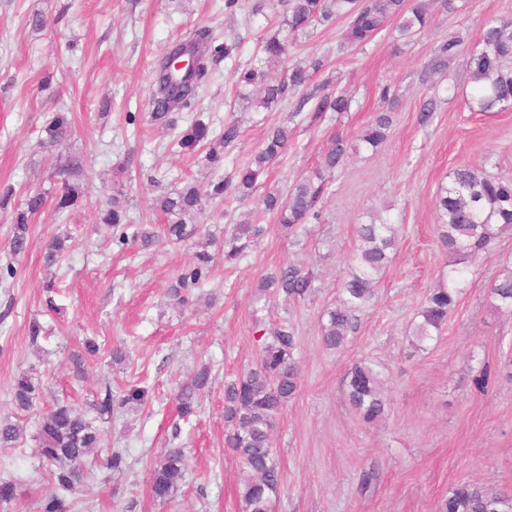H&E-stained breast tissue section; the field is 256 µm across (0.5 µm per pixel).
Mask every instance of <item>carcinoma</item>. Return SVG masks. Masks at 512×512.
I'll return each instance as SVG.
<instances>
[{
  "label": "carcinoma",
  "instance_id": "1",
  "mask_svg": "<svg viewBox=\"0 0 512 512\" xmlns=\"http://www.w3.org/2000/svg\"><path fill=\"white\" fill-rule=\"evenodd\" d=\"M287 17L281 27L261 45L260 54L252 67L240 74V87L248 89L239 96L252 106L271 108L284 96L288 88H299L308 81L307 71L296 67L282 73V61L288 46L313 23H326L344 18L348 20L346 39L352 45H362L374 38L385 25L399 21L401 35L413 34L430 22L426 0H285ZM209 32L198 31L189 40L177 41L173 50L195 51L208 42ZM462 40L452 37L442 43L435 54L434 69H443L456 55ZM481 50L471 58L473 90L466 99L472 112H504L512 109V21L490 19L481 33ZM173 73L161 62L155 75L151 98L153 119L170 123L169 114L190 105L197 89L208 76L203 65L197 72L187 74L181 82L172 80ZM313 102L318 113L349 110L350 98L342 91L319 94L314 90L301 101ZM393 124L391 109L376 113L368 125L362 142L371 149L383 144ZM240 136L237 122L224 124L217 137H211L207 124L197 120L181 140L182 146L193 148L207 145V161L218 164L224 148ZM291 141L286 125L269 129L262 149L254 158L253 167L236 175L211 183L208 197L221 198L234 191L246 197L258 178L271 162L277 159ZM350 146L340 134L329 140L319 169L299 178L289 189L287 200L277 192L267 193L261 202L262 211L273 215L285 229L294 230L307 221L319 219L317 202L328 189L327 175L343 166ZM45 203L44 196H28L26 209L17 213L10 242L15 254L27 250L30 240L29 221ZM157 206L173 217L165 228L168 241L180 243L194 237L198 230L196 220L202 213V196L193 187H185L158 199ZM438 237L448 253V285H440L428 296L419 312L421 320L412 330L416 341L422 343L433 338L448 321L456 303L458 289L455 279L462 276L458 259L487 252L494 239L512 232V184L499 181L469 165H460L451 173L447 184L438 194ZM261 224H240L224 236V262H236L263 236ZM67 237L55 236L45 246L44 262L54 266L62 257ZM396 246V227L391 220L375 215L368 224L358 228V246L351 255V271L341 283L340 298L335 307L325 312L326 322L321 324L323 344L329 349L344 346L350 334L357 329V313L369 306L376 295L380 274L391 259ZM216 253L206 249L195 253L192 267L182 272L167 289V295L178 305L188 303L190 290L201 286L216 262ZM315 277L300 266L285 264L261 279L257 300L267 301L277 293L287 297L304 296L314 288ZM492 305L512 310V264L502 265L489 285ZM261 355L255 367L246 369L235 379L224 384V421L227 430L224 447L234 455L245 475L238 491L242 512H270L272 497L277 494L281 481L276 453L272 448L273 421L300 387L301 372L295 357L297 336L295 330L282 324L273 331L261 334ZM84 354H76V375L84 374L88 359L98 357L100 348L93 340L83 346ZM211 367L199 366L190 381L181 386L175 396L178 416L187 420L197 413L198 393L209 386ZM349 404L366 424L379 421L385 414L388 401L384 392L382 372L371 363L360 362L352 366L346 376ZM40 384L29 375L15 382L11 396L18 412L34 407ZM147 390L132 386L116 396L107 386L93 403L99 418L112 416L114 405L141 404ZM22 435V429L8 420L0 422V445H13ZM38 451L48 467L50 480L59 493L44 499L42 512H71L67 494L76 490L87 477L84 460L93 454L105 453L107 469L120 473L126 466V457L106 447L104 431L93 421L77 412L71 405L57 402L39 414ZM188 461L180 448H167L151 468L150 489L159 499L168 498L185 479ZM442 512H512V497L501 492L470 483L455 485L442 506Z\"/></svg>",
  "mask_w": 512,
  "mask_h": 512
}]
</instances>
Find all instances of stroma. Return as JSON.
I'll return each instance as SVG.
<instances>
[{
    "label": "stroma",
    "mask_w": 512,
    "mask_h": 512,
    "mask_svg": "<svg viewBox=\"0 0 512 512\" xmlns=\"http://www.w3.org/2000/svg\"><path fill=\"white\" fill-rule=\"evenodd\" d=\"M430 10L422 31L403 36L391 21L362 46L347 43V21L308 27L289 47L285 68L323 60L307 87L351 99L349 111L320 115L298 108L304 89L269 111L239 96L240 72L284 20L280 0H0V190H15L0 208V420L16 417L24 427L14 447H0V480L18 486L0 512H40L53 491L36 419L17 417L11 401L24 374L41 384L37 407L61 399L87 415L104 387L149 391L140 410L115 409L103 425L126 469L115 473L87 458L89 475L71 497V512H241L237 462L224 446V384L254 365L260 329L283 322L297 336L302 380L271 432L281 471L272 512H441L461 482L512 492V313L488 302L490 282L512 260V234L464 261L447 323L433 340L412 343L418 313L448 271L436 228L440 186L463 164L512 183V110L472 112L465 104L481 28L492 18L512 19V0H453L449 10L432 0ZM199 28L211 33L216 65L196 106L176 112L174 126L156 124L153 66ZM456 32L463 43L455 57L432 70L435 49ZM385 88L397 104L390 134L377 151L358 149ZM429 100L436 110L423 125L419 113ZM58 116L67 132L52 144L47 128ZM196 120L216 131L238 121L241 136L221 169L202 147H181ZM281 124L293 131L288 150L250 200L207 203L199 235L223 249L225 234L254 220L258 199L316 169L339 133L357 150L332 174L320 221L291 234L264 217L267 232L248 256L216 266L190 305L175 306L166 290L191 265L193 248L168 242L155 199L245 169L268 129ZM71 161L81 165L74 181L84 194L62 209L56 172ZM34 191L45 205L31 220L29 248L15 255L8 245L13 213ZM115 198L154 233L152 244L122 241L120 229L102 224ZM385 208L399 235L377 299L347 345L327 349L320 319L337 303L356 228ZM57 235L68 237L70 249L48 269L42 246ZM286 263L314 273L312 292L257 303L261 277ZM50 279L58 309L48 313L42 300ZM35 319L48 332L36 348L27 337ZM87 338L102 352L79 379L71 356ZM116 347L126 351L125 362L113 363ZM362 359L380 363L386 380L387 415L376 425L363 423L347 399L346 375ZM203 362L212 366L211 386L199 397L196 420L178 425L174 395ZM486 366L494 375L481 389L476 379ZM172 441L184 448L189 470L162 501L151 495L150 467ZM371 469L378 481L362 490Z\"/></svg>",
    "instance_id": "35a3bbf8"
}]
</instances>
